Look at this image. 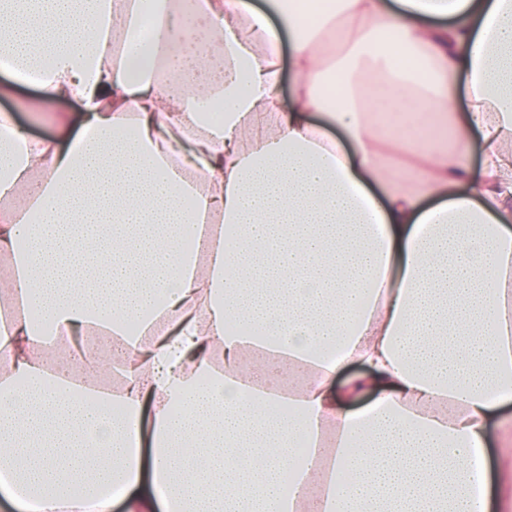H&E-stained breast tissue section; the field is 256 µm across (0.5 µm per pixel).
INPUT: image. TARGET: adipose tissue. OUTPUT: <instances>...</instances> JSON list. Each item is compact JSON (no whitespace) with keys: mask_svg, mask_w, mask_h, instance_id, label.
Returning <instances> with one entry per match:
<instances>
[{"mask_svg":"<svg viewBox=\"0 0 512 512\" xmlns=\"http://www.w3.org/2000/svg\"><path fill=\"white\" fill-rule=\"evenodd\" d=\"M0 52L82 105L50 139L0 116L1 494L490 512L472 460L512 401V0H0ZM77 329L119 348L118 390L93 348L79 382L46 362Z\"/></svg>","mask_w":512,"mask_h":512,"instance_id":"ef3b65f1","label":"adipose tissue"}]
</instances>
